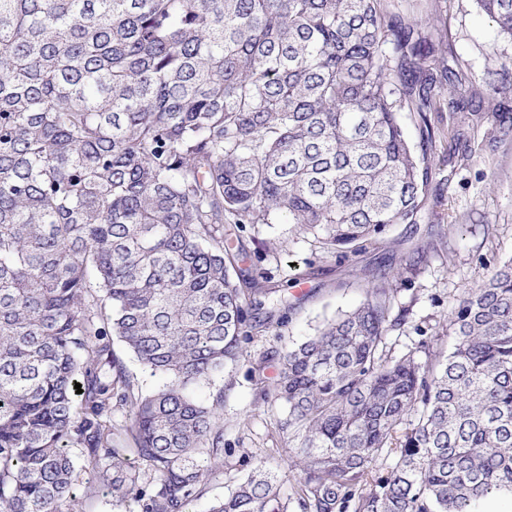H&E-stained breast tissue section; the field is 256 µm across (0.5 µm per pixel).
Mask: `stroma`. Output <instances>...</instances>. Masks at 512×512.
I'll use <instances>...</instances> for the list:
<instances>
[{
	"mask_svg": "<svg viewBox=\"0 0 512 512\" xmlns=\"http://www.w3.org/2000/svg\"><path fill=\"white\" fill-rule=\"evenodd\" d=\"M388 11L409 20L428 21V36L448 47V65L474 86L497 87L503 103L512 102V37L503 34L483 14L475 0H383ZM428 115L434 138L425 163L432 179L423 196L418 224H393L376 245L345 258L327 255L318 241L298 225H245L236 249L258 253L275 285L288 292L292 307L285 325L269 323L256 329L243 345V354L216 381L224 389L220 410L224 445L231 456L212 463L204 495L192 512H205L253 468L267 459L282 481L288 512H300L295 500L297 471L288 443L279 430L281 404L264 399L250 369L263 355L288 348L313 334L316 326L337 313L351 310L366 298L365 285L378 266L398 268L425 251L426 261L408 280L397 283L394 314L400 326L385 338L387 350L399 356L419 339L418 329L433 337L439 356L448 353L442 328L448 301L488 278L512 257V112L498 125L469 123L464 127L469 150L465 160L449 161L448 150L457 122L448 114V97H433ZM456 224H449V217ZM75 477L81 490L74 512H126L98 467L78 457Z\"/></svg>",
	"mask_w": 512,
	"mask_h": 512,
	"instance_id": "stroma-1",
	"label": "stroma"
}]
</instances>
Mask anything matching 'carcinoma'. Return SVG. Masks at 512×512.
I'll use <instances>...</instances> for the list:
<instances>
[{"label": "carcinoma", "instance_id": "carcinoma-1", "mask_svg": "<svg viewBox=\"0 0 512 512\" xmlns=\"http://www.w3.org/2000/svg\"><path fill=\"white\" fill-rule=\"evenodd\" d=\"M475 2L512 37V0ZM437 51L382 0H0V512H72L73 448L136 512H188L224 450V389L192 390L239 360L275 291L224 240L285 215L347 257L416 223L429 171L399 112L441 92ZM444 74L450 114L494 117L474 103L498 88ZM389 278L262 389L301 512L512 493V258L448 302L444 360L425 339L386 353ZM116 340L163 385L143 392ZM208 512L288 504L260 460Z\"/></svg>", "mask_w": 512, "mask_h": 512}]
</instances>
